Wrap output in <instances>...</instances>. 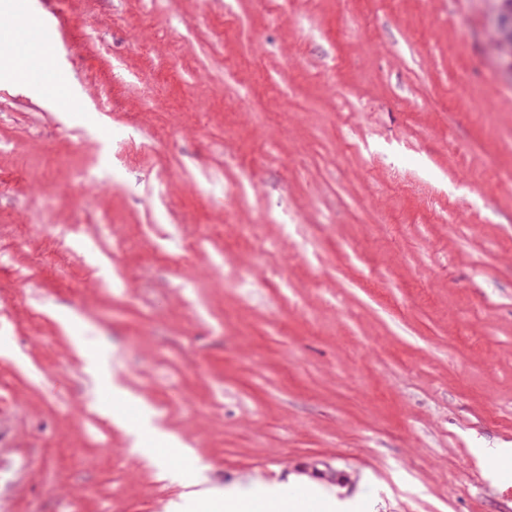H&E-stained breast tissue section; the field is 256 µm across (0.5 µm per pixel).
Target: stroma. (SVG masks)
Here are the masks:
<instances>
[{"instance_id": "obj_1", "label": "stroma", "mask_w": 512, "mask_h": 512, "mask_svg": "<svg viewBox=\"0 0 512 512\" xmlns=\"http://www.w3.org/2000/svg\"><path fill=\"white\" fill-rule=\"evenodd\" d=\"M75 109L0 83V512H167L76 341L202 486L506 512L498 0H28ZM76 344L80 356L85 360L86 371L112 392L113 403L116 400L133 402L131 395L112 379L104 354L101 351L87 349L81 340L76 341Z\"/></svg>"}]
</instances>
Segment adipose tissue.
<instances>
[{
    "label": "adipose tissue",
    "mask_w": 512,
    "mask_h": 512,
    "mask_svg": "<svg viewBox=\"0 0 512 512\" xmlns=\"http://www.w3.org/2000/svg\"><path fill=\"white\" fill-rule=\"evenodd\" d=\"M0 36L17 46L15 52L0 56V81L14 82L47 97L59 111H73L68 78L54 71L48 58L44 59L42 68L34 67L33 58L39 54L40 47L31 27H8ZM110 416L113 423L134 432L137 445L146 446L160 477L191 484L197 467L192 450L175 442L156 426L149 411H140L132 420L116 410L111 411ZM172 512H356V504L337 499L323 482L310 480L298 494L272 485L229 487L221 493L211 489L192 491L182 502L173 505Z\"/></svg>",
    "instance_id": "adipose-tissue-1"
}]
</instances>
